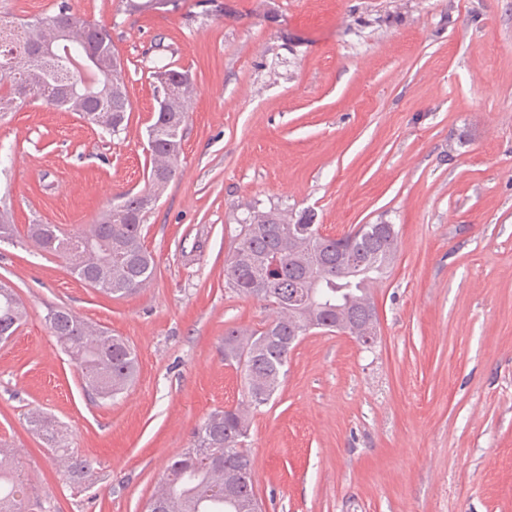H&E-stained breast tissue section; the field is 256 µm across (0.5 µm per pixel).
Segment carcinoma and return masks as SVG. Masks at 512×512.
Here are the masks:
<instances>
[{
  "instance_id": "1",
  "label": "carcinoma",
  "mask_w": 512,
  "mask_h": 512,
  "mask_svg": "<svg viewBox=\"0 0 512 512\" xmlns=\"http://www.w3.org/2000/svg\"><path fill=\"white\" fill-rule=\"evenodd\" d=\"M163 4L165 0H126L128 10L140 13ZM61 23L67 24L68 41L56 44L51 57L33 55L39 45L55 41ZM93 31L102 33L106 42L99 46L97 68L84 73L78 65ZM152 77L165 78L172 92L165 111L157 113L148 129L155 141L151 170H168L173 178L195 87L189 73L170 62H159ZM37 101L87 116L94 127L95 117L103 113L110 122L101 131L109 135L126 128L131 103L110 35L73 13L67 0H58L55 11L39 19H0V112ZM149 184L141 194L126 195L122 208L106 209L95 224L71 233L56 224H30L27 237L39 250L59 255L69 273L89 287L114 298L134 294L148 287L155 273V260L142 236L148 209L141 199L158 189L154 181ZM88 239H110L112 251L104 256L81 249ZM398 245L393 224H362L342 241L317 234L313 217L305 212L293 216L254 210L243 219L225 277L234 291L266 302L279 316L260 330L232 329L224 335V364L241 373L248 408L218 409L208 416L191 447L168 464L145 504L147 512H252L259 506L247 444L249 409L271 400L286 374L290 352L312 330L339 323L354 337L370 331L371 317L377 315L372 287L393 267ZM26 315L14 290L0 287V340L12 336ZM46 321L76 363L87 391L106 400L127 390L138 367L127 341L64 308L50 310ZM30 425L56 453L67 479L82 481L90 461L62 442L56 424L33 412ZM21 481L15 450L0 441V512H27L16 501Z\"/></svg>"
}]
</instances>
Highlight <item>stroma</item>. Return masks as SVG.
<instances>
[{"mask_svg": "<svg viewBox=\"0 0 512 512\" xmlns=\"http://www.w3.org/2000/svg\"><path fill=\"white\" fill-rule=\"evenodd\" d=\"M105 25L132 104L118 135L36 102L0 113V280L28 310L0 341V439L51 512H142L169 459L245 401L224 335L275 316L225 278L250 205L313 211L324 235L386 220L397 260L373 348L321 329L251 413L265 512H512V0H69ZM196 94L179 167L143 226L148 288L113 298L36 248L28 224L96 223L148 186L156 59ZM123 337L138 373L85 393L46 321ZM58 422L92 467L68 483L28 427Z\"/></svg>", "mask_w": 512, "mask_h": 512, "instance_id": "obj_1", "label": "stroma"}]
</instances>
